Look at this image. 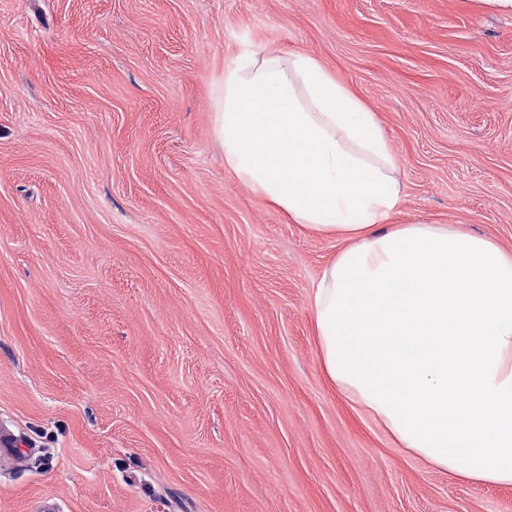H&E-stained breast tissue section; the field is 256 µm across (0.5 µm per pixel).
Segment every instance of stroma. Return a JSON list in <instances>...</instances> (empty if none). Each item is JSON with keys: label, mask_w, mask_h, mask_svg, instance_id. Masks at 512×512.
I'll list each match as a JSON object with an SVG mask.
<instances>
[{"label": "stroma", "mask_w": 512, "mask_h": 512, "mask_svg": "<svg viewBox=\"0 0 512 512\" xmlns=\"http://www.w3.org/2000/svg\"><path fill=\"white\" fill-rule=\"evenodd\" d=\"M306 52L377 113L389 219L512 250V12L478 0H0V512H512L326 381L342 249L224 166L241 51ZM0 447L1 462L9 463L13 467H20V463L33 450L4 424H1L0 428Z\"/></svg>", "instance_id": "35a3bbf8"}]
</instances>
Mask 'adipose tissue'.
<instances>
[{"label": "adipose tissue", "mask_w": 512, "mask_h": 512, "mask_svg": "<svg viewBox=\"0 0 512 512\" xmlns=\"http://www.w3.org/2000/svg\"><path fill=\"white\" fill-rule=\"evenodd\" d=\"M224 165L348 246L310 296L322 371L406 451L512 485V252L441 224H383L398 166L377 113L311 55L244 51L217 84Z\"/></svg>", "instance_id": "obj_1"}]
</instances>
